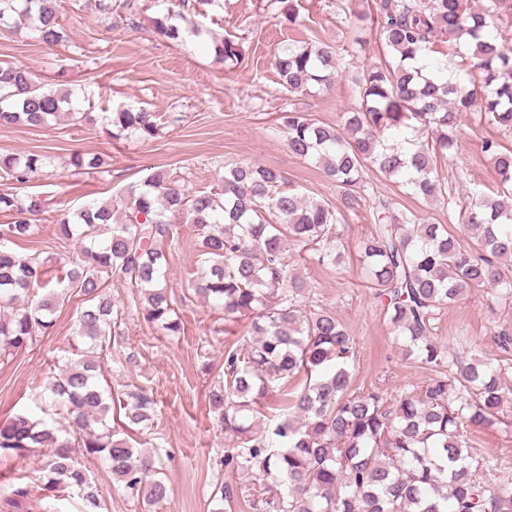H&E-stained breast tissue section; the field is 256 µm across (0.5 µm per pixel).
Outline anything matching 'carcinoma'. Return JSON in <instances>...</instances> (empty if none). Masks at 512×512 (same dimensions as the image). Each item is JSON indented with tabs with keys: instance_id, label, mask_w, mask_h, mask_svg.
Wrapping results in <instances>:
<instances>
[{
	"instance_id": "1",
	"label": "carcinoma",
	"mask_w": 512,
	"mask_h": 512,
	"mask_svg": "<svg viewBox=\"0 0 512 512\" xmlns=\"http://www.w3.org/2000/svg\"><path fill=\"white\" fill-rule=\"evenodd\" d=\"M106 15L138 27L140 0H95ZM265 7L288 25L297 22L300 0H266ZM391 57L365 66L354 79L355 104L330 126L305 112L278 114L273 133L284 134L290 151L322 167L336 183L340 206L305 198L282 172L249 163L224 171L220 191L191 196L177 181L155 172L129 186L126 195L93 202L59 215L60 240L78 244L65 276L51 286L46 260L21 255L18 241L40 231L36 217L45 200L21 197L23 185L48 176L41 153L0 152V360L50 334L57 312L79 297L70 355L50 382L44 404L63 417L56 426L28 412L0 421V460L47 449L41 483L54 493L73 488L84 512L102 508L81 457L107 462L114 479L148 506L168 489L154 458L133 448L110 425L112 393L99 380L105 350L121 342L112 329V283L125 281L139 297L152 328L176 336L181 321L167 285L165 245L190 225L204 260L190 290L224 312V319H251L252 340L230 349L224 380L210 399L236 446L224 451V466L247 476L214 495L220 503L243 499L253 512H512V470H499L496 486L489 465L467 435L472 427L512 423V365L477 353L463 360L436 336L439 323L458 299L492 288L512 304V149L496 138L481 142L502 189L475 192L461 208V228L411 224L386 197L373 200L378 223L359 243L368 287L388 315L390 332L402 339L404 356L435 372V378L396 396L379 388L355 387L357 347L336 317L302 308L306 286L289 275L288 247L312 252L319 264L339 265L337 225L361 207L364 174L373 167L401 179L425 202L452 203L437 175L440 157L461 137L460 116L478 111L512 135V0H372L357 13ZM171 10L151 18L160 37L181 42L187 30ZM0 25L27 28L40 43L67 42L59 0H0ZM450 37L461 49L450 63L434 57ZM213 51L234 68L244 61L242 44L213 42ZM340 58L324 42L282 47L275 56L279 84L290 94L327 88ZM482 73L470 86L465 74ZM94 95L73 86L54 87L11 62L0 64V126L45 127L61 117L83 126L97 121ZM114 138L150 140L161 116L140 108L112 113L104 123ZM411 130L404 150L385 133ZM77 171L104 169L100 156L75 152ZM306 374L301 390L283 412L264 424L253 412L261 400ZM157 401L145 388L124 393L129 424L152 427ZM30 490H0L11 512H23Z\"/></svg>"
}]
</instances>
